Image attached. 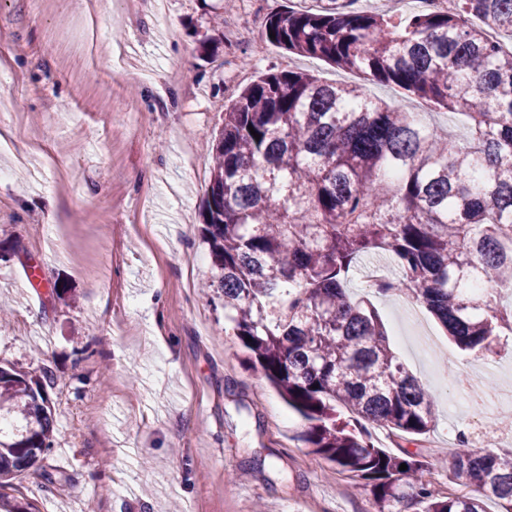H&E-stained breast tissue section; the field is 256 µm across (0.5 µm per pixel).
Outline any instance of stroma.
Returning a JSON list of instances; mask_svg holds the SVG:
<instances>
[{
    "label": "stroma",
    "mask_w": 512,
    "mask_h": 512,
    "mask_svg": "<svg viewBox=\"0 0 512 512\" xmlns=\"http://www.w3.org/2000/svg\"><path fill=\"white\" fill-rule=\"evenodd\" d=\"M0 0V124L40 145L50 163L16 165L0 149V365L53 372V448L13 480L38 512H362L358 484L299 448V416L243 364L224 309L199 285L213 275L201 237L210 181L206 151L224 108L262 71L355 75L263 43L269 14L301 0ZM232 17L241 36H224ZM376 96L467 133L393 85ZM56 203L47 221L45 194ZM37 265L45 288H29ZM59 287L52 296L50 287ZM390 343L428 389L436 425L422 447L442 491L479 408L455 389L471 371L495 420L512 415V341L463 354L424 307L368 294ZM159 326L163 343L151 337ZM263 470L244 472L254 456ZM54 481H47V474Z\"/></svg>",
    "instance_id": "1"
}]
</instances>
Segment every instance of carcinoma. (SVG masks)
Wrapping results in <instances>:
<instances>
[{
    "label": "carcinoma",
    "mask_w": 512,
    "mask_h": 512,
    "mask_svg": "<svg viewBox=\"0 0 512 512\" xmlns=\"http://www.w3.org/2000/svg\"><path fill=\"white\" fill-rule=\"evenodd\" d=\"M321 2L269 16L262 39L362 79L266 72L224 110L202 211L207 295L247 368L301 417L293 440L359 483L372 512H512V451L459 440L448 479L465 491L445 494L421 450L381 446L374 425L415 442L436 415L377 309L349 293L359 264L385 254L400 275L377 294L420 301L461 350L512 335V309L471 292L512 288V49L485 30L512 34V0L400 17ZM373 82L465 115L468 136L439 135ZM54 386L50 371L0 367V420L13 426L0 430V489L50 451ZM0 512L36 507L0 493Z\"/></svg>",
    "instance_id": "obj_1"
}]
</instances>
